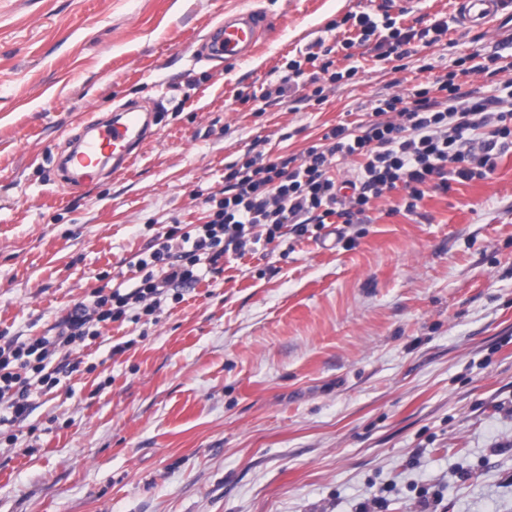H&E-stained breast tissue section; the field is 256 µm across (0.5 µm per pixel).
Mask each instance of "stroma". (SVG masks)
<instances>
[{
    "label": "stroma",
    "mask_w": 512,
    "mask_h": 512,
    "mask_svg": "<svg viewBox=\"0 0 512 512\" xmlns=\"http://www.w3.org/2000/svg\"><path fill=\"white\" fill-rule=\"evenodd\" d=\"M372 0H0V336L47 334L96 288L132 284L156 231L197 224L224 167L250 147L303 155L375 100L512 56V25L465 28L457 0H392L440 16L438 44L404 61L339 49L333 21ZM267 20L254 56L194 51L225 14ZM332 46L351 81L323 101L286 60ZM158 102L125 170L57 181L86 121ZM404 189L344 236L287 232L67 352L78 369L0 429V512H512V147L487 179L452 183L416 213ZM126 343L124 352L113 345Z\"/></svg>",
    "instance_id": "1"
}]
</instances>
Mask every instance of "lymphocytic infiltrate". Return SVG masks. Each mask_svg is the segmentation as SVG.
Returning a JSON list of instances; mask_svg holds the SVG:
<instances>
[{
  "instance_id": "obj_1",
  "label": "lymphocytic infiltrate",
  "mask_w": 512,
  "mask_h": 512,
  "mask_svg": "<svg viewBox=\"0 0 512 512\" xmlns=\"http://www.w3.org/2000/svg\"><path fill=\"white\" fill-rule=\"evenodd\" d=\"M362 40H375L379 59H404L441 41L448 22L427 19L423 28L401 26L390 14L362 12L352 17ZM325 48L287 61L288 78L274 92H261L260 102L284 97L291 78L309 76L314 97L324 86L354 79L357 67L334 70ZM466 57L454 71L414 85L401 94L377 99L366 121L357 127L337 125L310 147L303 158L268 160L248 155L224 168L221 194L203 202L204 221L188 232L180 223L158 231L153 249L141 254L135 268L141 277L134 287L110 293L94 289L92 302H80L54 326V333L29 341L0 344V427L23 422L31 412V385L54 388L71 364L54 363L55 355L101 335L102 325L125 320L137 323L155 314L169 290L194 287L203 272H220L224 259L241 254L248 243L279 242L285 225L305 235L324 228L331 218L352 223L372 199L404 187L406 212H415L426 193L447 191L451 183L488 178L495 169L494 152L512 143V79L498 96L463 89L455 77L467 74ZM312 65L305 74L304 65ZM359 158L356 179L338 184L330 174L333 158Z\"/></svg>"
}]
</instances>
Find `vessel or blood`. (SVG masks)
<instances>
[{"label": "vessel or blood", "instance_id": "1", "mask_svg": "<svg viewBox=\"0 0 512 512\" xmlns=\"http://www.w3.org/2000/svg\"><path fill=\"white\" fill-rule=\"evenodd\" d=\"M512 0H459L462 25L487 23L500 15ZM265 28L261 16L237 13L225 16L198 50L199 57L223 59L231 65L247 58ZM156 109L140 101L124 103L106 118L89 121L70 150L60 155L56 170L64 183L88 185L102 173L125 169L143 148L152 132Z\"/></svg>", "mask_w": 512, "mask_h": 512}]
</instances>
